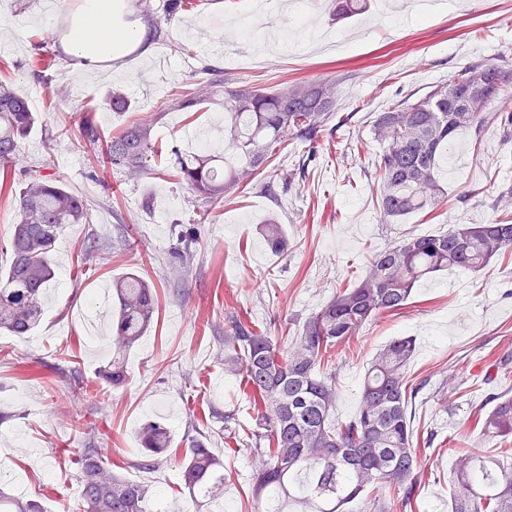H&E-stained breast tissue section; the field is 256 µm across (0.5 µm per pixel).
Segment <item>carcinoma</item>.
<instances>
[{
	"instance_id": "carcinoma-1",
	"label": "carcinoma",
	"mask_w": 512,
	"mask_h": 512,
	"mask_svg": "<svg viewBox=\"0 0 512 512\" xmlns=\"http://www.w3.org/2000/svg\"><path fill=\"white\" fill-rule=\"evenodd\" d=\"M366 0H331L333 13L346 17L364 9ZM216 79L177 99L183 112L224 96L222 153L172 151L173 162L158 167L164 149L153 124L136 119L101 138L93 110L80 120L83 139L98 143L100 159L115 173L130 178L153 173L184 187L194 200L221 202L233 188H258L276 194L292 181L275 163L277 147L298 148L332 124L336 117V80L285 81L276 88L223 90ZM512 100V79L496 65L477 64L459 71L410 103L386 105L376 116L374 135L382 151L374 162L383 215L398 219L430 213L445 198L440 160L454 138L484 127H499L512 136V112L490 111L491 104ZM111 110L127 112L131 100L121 89L109 91ZM37 120L26 97L0 82V194L13 192L20 142ZM18 220L7 243L9 264L0 270V331L23 338L40 322L41 297L55 278L52 255L69 224H86V201L68 190L62 178L32 166L22 170ZM263 234L274 250L284 246L283 226L271 220ZM197 224L183 225L178 238L180 268L195 257ZM512 247V224H456L437 235H412L372 253L365 274L336 293L299 329L280 328L279 345L246 318L232 315L224 323V370L242 376L257 415L253 434L260 459L253 474V493L295 512H343L369 488L381 487L412 503L419 488L421 446L432 438L414 437L407 410L422 384L406 377L415 342L395 339L376 353L367 368L356 415L338 422L336 373L324 371L336 348L348 343L378 316L405 308L416 284L445 269H484ZM118 301L113 316L112 360L98 373L119 386L126 380V354L157 321V288L129 273L112 284ZM490 409L475 424L490 439L512 438V395L491 392ZM149 461L169 447L168 428L150 421L142 434ZM81 488L77 512H147L149 490L112 472L101 449L77 452ZM183 480L202 512L205 502L224 496V466L200 441L191 442L183 462ZM453 481L459 491L450 512H512V467L493 456L457 455ZM0 512H43L39 501L0 490Z\"/></svg>"
}]
</instances>
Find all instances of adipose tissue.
<instances>
[{
    "mask_svg": "<svg viewBox=\"0 0 512 512\" xmlns=\"http://www.w3.org/2000/svg\"><path fill=\"white\" fill-rule=\"evenodd\" d=\"M118 0H74V23L65 50L81 65L94 66L119 53L127 44H142L147 33L116 20Z\"/></svg>",
    "mask_w": 512,
    "mask_h": 512,
    "instance_id": "adipose-tissue-1",
    "label": "adipose tissue"
}]
</instances>
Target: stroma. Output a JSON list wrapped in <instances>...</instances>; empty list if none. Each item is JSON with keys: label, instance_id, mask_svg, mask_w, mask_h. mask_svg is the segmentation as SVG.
I'll use <instances>...</instances> for the list:
<instances>
[{"label": "stroma", "instance_id": "1", "mask_svg": "<svg viewBox=\"0 0 512 512\" xmlns=\"http://www.w3.org/2000/svg\"><path fill=\"white\" fill-rule=\"evenodd\" d=\"M414 2L370 0L367 13L339 19L328 0H278L275 17L243 39L238 30L252 25L254 0H195L169 21L147 18L137 0H126L129 20L160 27L161 40L151 41L150 56L133 50L86 69L64 53L62 0H0V80L40 117L20 146V164L61 176L91 214L58 242L56 279L38 327L22 339L0 333V481L8 489L40 500L45 512H75L76 451L92 443L107 449L120 475L148 486L147 512H195L181 471L186 448L199 440L224 463V498L213 512H263L247 443L255 415L241 377L224 370L225 319L239 314L273 332L289 319L303 324L337 288L357 282L387 243L512 217V197L500 196L512 186V140L493 125L450 145L442 178L448 196L430 214L389 220L380 210L372 121L382 105L416 100L465 66L512 71V0H449L447 9L427 14ZM40 44L63 60L39 78L28 61ZM208 69L228 89L335 78L347 123L305 144L314 160L304 173L297 158L284 160L294 176L279 198L234 189L213 206L192 203L186 190L156 175L113 174L97 164L93 145L80 142L82 111L94 104L101 134L141 114L183 152L201 142L221 147L223 106H205L190 119L175 106ZM114 88L124 89L133 111L105 108ZM199 214L195 261L182 277L172 251L180 225ZM271 217L286 230L279 252L262 237ZM87 248L99 261L83 267L78 257ZM131 271L156 284L159 317L127 354L126 383L112 389L98 381L112 358L111 320L90 303ZM407 336L416 340L407 374L424 385L412 427L436 438L412 512H448L451 445L500 453V441L482 437L472 416L486 411L491 389L512 392V250L481 271L451 269L422 280L407 308L339 348L337 420L356 414L373 356ZM226 412L231 422L223 421ZM151 418L166 422L171 444L145 469L140 432Z\"/></svg>", "mask_w": 512, "mask_h": 512}]
</instances>
